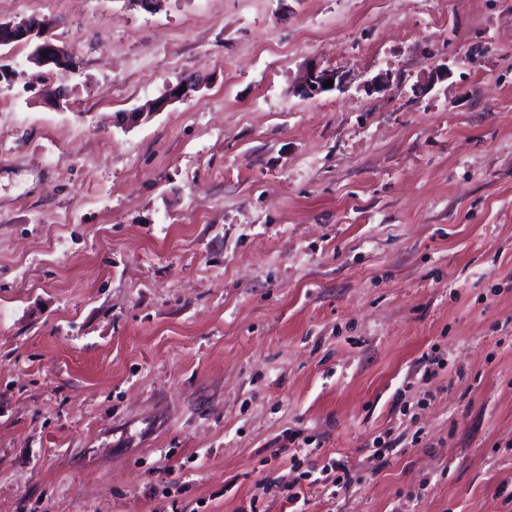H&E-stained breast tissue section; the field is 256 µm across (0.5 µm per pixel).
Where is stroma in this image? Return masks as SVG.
Returning <instances> with one entry per match:
<instances>
[{
	"mask_svg": "<svg viewBox=\"0 0 512 512\" xmlns=\"http://www.w3.org/2000/svg\"><path fill=\"white\" fill-rule=\"evenodd\" d=\"M29 16L75 65L0 48V512H288L276 449L381 442L306 512H512V0ZM327 80H333V86L324 87ZM345 76L343 72L334 69L320 68L317 64H310L303 76L298 91L303 97L312 98L322 92L333 88L343 87ZM202 88V84L196 79H184L176 85L169 86L166 93L152 103V112H147L150 104H147L144 108L139 107L134 112H125L122 121L126 123H136L145 116L152 115L165 107L172 105L176 102H183L192 96L193 93L199 92ZM178 89H182V94H176ZM150 107V108H151ZM143 111V112H140Z\"/></svg>",
	"mask_w": 512,
	"mask_h": 512,
	"instance_id": "stroma-1",
	"label": "stroma"
}]
</instances>
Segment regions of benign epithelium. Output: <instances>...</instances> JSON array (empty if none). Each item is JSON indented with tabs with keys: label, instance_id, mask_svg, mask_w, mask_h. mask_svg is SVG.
Listing matches in <instances>:
<instances>
[{
	"label": "benign epithelium",
	"instance_id": "obj_1",
	"mask_svg": "<svg viewBox=\"0 0 512 512\" xmlns=\"http://www.w3.org/2000/svg\"><path fill=\"white\" fill-rule=\"evenodd\" d=\"M50 23L46 19L36 16L24 17L8 21H0V46L9 44L35 43L33 51L27 56V62L38 67L48 68L50 71L67 73L73 69L72 54L63 46L56 44L49 38ZM333 81V87H343L345 76L343 72L334 69H324L316 64L308 66L299 86V92L306 98L315 97L325 91L326 81ZM202 84L196 79H184L176 85H172L166 93L152 103V108L135 109L133 112L124 113L122 120L128 123H136L149 112H158L176 102H183L200 91ZM182 94H176L177 90Z\"/></svg>",
	"mask_w": 512,
	"mask_h": 512
}]
</instances>
